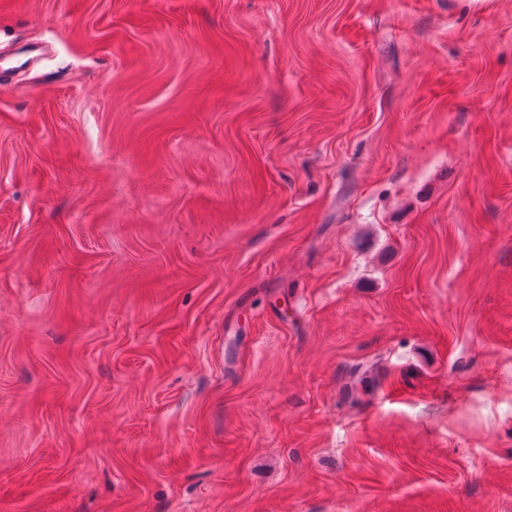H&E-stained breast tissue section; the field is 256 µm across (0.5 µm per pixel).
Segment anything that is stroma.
Instances as JSON below:
<instances>
[{"instance_id":"obj_1","label":"stroma","mask_w":512,"mask_h":512,"mask_svg":"<svg viewBox=\"0 0 512 512\" xmlns=\"http://www.w3.org/2000/svg\"><path fill=\"white\" fill-rule=\"evenodd\" d=\"M0 512H512V0H0Z\"/></svg>"}]
</instances>
